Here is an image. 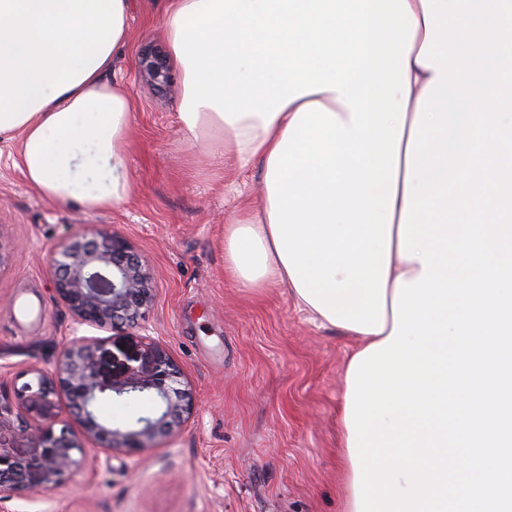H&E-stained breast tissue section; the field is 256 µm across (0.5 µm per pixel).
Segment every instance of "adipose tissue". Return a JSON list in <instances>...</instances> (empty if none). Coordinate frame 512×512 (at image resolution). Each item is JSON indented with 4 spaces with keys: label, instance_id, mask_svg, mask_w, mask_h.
I'll list each match as a JSON object with an SVG mask.
<instances>
[{
    "label": "adipose tissue",
    "instance_id": "adipose-tissue-1",
    "mask_svg": "<svg viewBox=\"0 0 512 512\" xmlns=\"http://www.w3.org/2000/svg\"><path fill=\"white\" fill-rule=\"evenodd\" d=\"M133 0H0V141L28 185L89 211L125 203L134 113L112 76ZM421 0H164L161 40L181 78L178 133L208 167L261 165L257 197L224 225V274L284 287L353 353L394 329L406 150L437 75L418 64Z\"/></svg>",
    "mask_w": 512,
    "mask_h": 512
}]
</instances>
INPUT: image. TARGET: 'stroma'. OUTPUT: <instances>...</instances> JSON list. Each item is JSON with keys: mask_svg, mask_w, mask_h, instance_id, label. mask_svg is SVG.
Listing matches in <instances>:
<instances>
[{"mask_svg": "<svg viewBox=\"0 0 512 512\" xmlns=\"http://www.w3.org/2000/svg\"><path fill=\"white\" fill-rule=\"evenodd\" d=\"M159 0H138L113 75L129 89L134 129L123 172L134 193L87 212L40 196L0 142V385L52 370L72 337L100 343L105 379L144 337L179 365L195 409L148 453L83 442L81 466L48 492L0 499V512H340L337 407L350 341L297 310L286 291L238 288L224 275V221L260 170L199 171L178 140L179 76L156 80ZM123 238L151 275L154 300L134 323L78 324L54 290L51 254L80 231ZM43 314L24 320L20 301Z\"/></svg>", "mask_w": 512, "mask_h": 512, "instance_id": "obj_1", "label": "stroma"}]
</instances>
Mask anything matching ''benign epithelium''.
<instances>
[{
  "instance_id": "obj_1",
  "label": "benign epithelium",
  "mask_w": 512,
  "mask_h": 512,
  "mask_svg": "<svg viewBox=\"0 0 512 512\" xmlns=\"http://www.w3.org/2000/svg\"><path fill=\"white\" fill-rule=\"evenodd\" d=\"M55 289L68 309L83 323L117 326L134 320L153 302L151 277L139 256L121 238L97 232L74 238L54 254ZM95 339L72 340L50 373L12 391L0 387V430L14 428L37 440L42 451L21 458L0 448V491L18 497L50 491L62 483L77 460L80 439L97 440L111 451L148 452L157 438L174 431L191 413L193 397L170 355L148 338L125 366L123 375L107 382L100 373ZM61 391L77 419L80 434L55 432L50 396ZM151 395L158 408L152 414L116 426L98 414L106 398Z\"/></svg>"
}]
</instances>
